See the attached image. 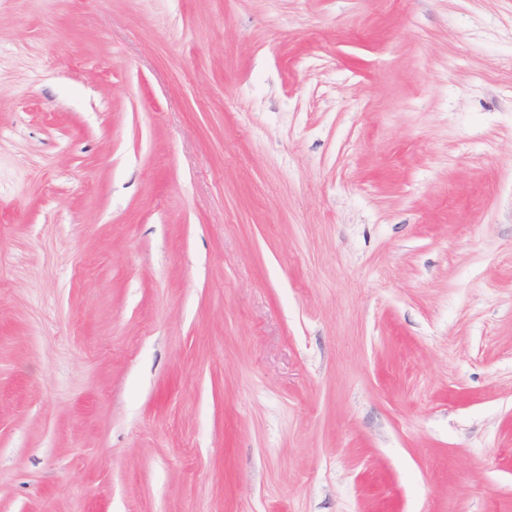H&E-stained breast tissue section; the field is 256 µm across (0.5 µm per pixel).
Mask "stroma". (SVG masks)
Here are the masks:
<instances>
[{"label":"stroma","mask_w":512,"mask_h":512,"mask_svg":"<svg viewBox=\"0 0 512 512\" xmlns=\"http://www.w3.org/2000/svg\"><path fill=\"white\" fill-rule=\"evenodd\" d=\"M0 512H512V0H0Z\"/></svg>","instance_id":"35a3bbf8"}]
</instances>
